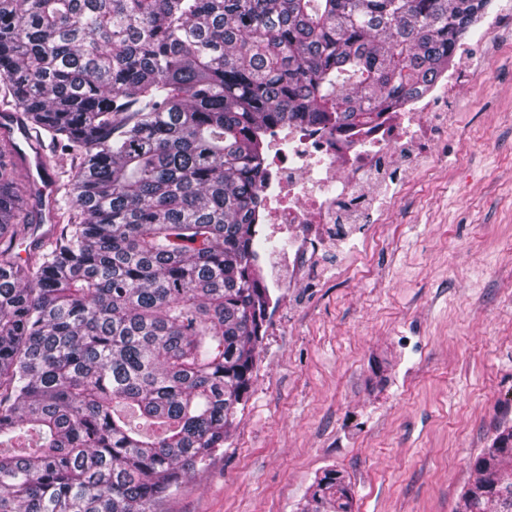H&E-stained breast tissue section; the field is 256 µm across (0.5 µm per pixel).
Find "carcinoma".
Listing matches in <instances>:
<instances>
[{
  "mask_svg": "<svg viewBox=\"0 0 512 512\" xmlns=\"http://www.w3.org/2000/svg\"><path fill=\"white\" fill-rule=\"evenodd\" d=\"M490 2L0 0V106L70 161L39 236L0 143V512H153L224 448L270 300L264 132L374 122ZM474 469L463 512H512V425ZM352 501L327 469L304 512Z\"/></svg>",
  "mask_w": 512,
  "mask_h": 512,
  "instance_id": "obj_1",
  "label": "carcinoma"
}]
</instances>
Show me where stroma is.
<instances>
[{"label": "stroma", "instance_id": "1", "mask_svg": "<svg viewBox=\"0 0 512 512\" xmlns=\"http://www.w3.org/2000/svg\"><path fill=\"white\" fill-rule=\"evenodd\" d=\"M461 47L468 143L407 162L444 165L384 206L377 244L352 230L318 282L273 289L229 438L154 512H302L329 466L352 512H459L512 419V32Z\"/></svg>", "mask_w": 512, "mask_h": 512}]
</instances>
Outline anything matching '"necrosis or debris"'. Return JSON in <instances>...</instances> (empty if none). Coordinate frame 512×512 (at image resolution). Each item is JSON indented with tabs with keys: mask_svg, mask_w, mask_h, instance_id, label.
I'll use <instances>...</instances> for the list:
<instances>
[{
	"mask_svg": "<svg viewBox=\"0 0 512 512\" xmlns=\"http://www.w3.org/2000/svg\"><path fill=\"white\" fill-rule=\"evenodd\" d=\"M460 92L444 73L429 89L366 127H298L273 135L276 163L259 186L256 221L272 233H288L290 268L303 274L314 270L324 231L373 223L375 176L393 171L412 144L445 137Z\"/></svg>",
	"mask_w": 512,
	"mask_h": 512,
	"instance_id": "necrosis-or-debris-1",
	"label": "necrosis or debris"
}]
</instances>
